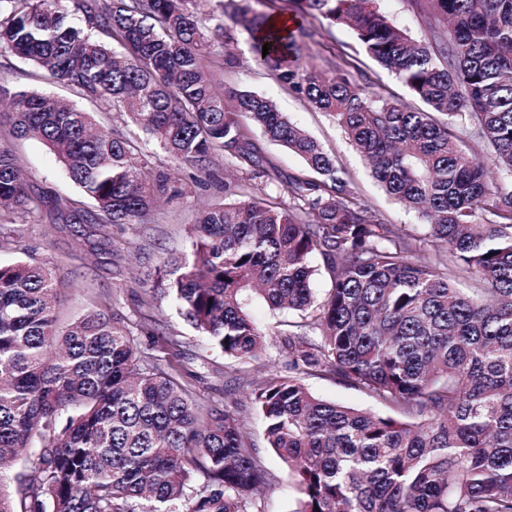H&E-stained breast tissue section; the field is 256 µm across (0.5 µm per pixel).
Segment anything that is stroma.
Here are the masks:
<instances>
[{"mask_svg":"<svg viewBox=\"0 0 512 512\" xmlns=\"http://www.w3.org/2000/svg\"><path fill=\"white\" fill-rule=\"evenodd\" d=\"M252 5L262 13L297 17L311 33L304 48L307 62L367 81L385 99L416 105L408 88L373 61L349 29L328 27L321 18L301 12L298 0H252ZM376 6L413 38H429L430 19L417 10L412 0H377ZM233 37L240 58L238 65L225 63L221 43H213L207 49V70L217 87L235 86L270 97L280 112L315 138L348 172L350 187L361 202L379 211L386 223L405 224L413 231H422L415 214L388 196L373 179L336 121L270 73L250 68L248 34L237 29ZM20 91L62 98L92 112L100 125L138 141L143 138L127 115L113 109L110 103L86 99L73 88L49 79L32 63L0 52V114L6 113L8 100ZM252 137L262 166L276 170L269 193L287 200L290 182L311 178V171L298 156L269 142L260 131H253ZM0 144L20 156L30 192L79 198V189L46 146L35 140L12 138L4 124H0ZM176 172L178 193L165 196L138 224H52L0 209V231L20 239L16 250L0 252V262L32 259L59 269L67 282L61 295L65 317L97 311L120 318L143 348L176 361L183 372L193 374L199 393L220 404L231 400L243 404L248 393L243 377L255 379L266 371L289 375L284 340L288 324L295 321L296 315L290 311L274 312L263 302H255L251 315L265 332L266 342L259 360L243 363L224 358L204 343L175 313L164 290H157L152 306H142L141 283H153L164 261L184 257L189 226L203 206L223 201L229 186L241 194L258 192L255 182L219 152L212 154L203 169L186 167Z\"/></svg>","mask_w":512,"mask_h":512,"instance_id":"35a3bbf8","label":"stroma"}]
</instances>
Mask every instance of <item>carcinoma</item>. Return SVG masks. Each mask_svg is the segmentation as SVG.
Instances as JSON below:
<instances>
[{"label": "carcinoma", "instance_id": "cac0c4a2", "mask_svg": "<svg viewBox=\"0 0 512 512\" xmlns=\"http://www.w3.org/2000/svg\"><path fill=\"white\" fill-rule=\"evenodd\" d=\"M84 24L66 21V2ZM198 0H0V51L124 112L173 169L142 177L152 155L94 115L45 94L14 95L12 134L45 145L84 202L32 195L0 145V203L54 224H137L177 170L217 150L274 180L240 117L318 175L290 183L292 203L232 199L190 227V258L167 292L211 348L260 357L261 300L300 313L288 363L250 393L269 447L299 492L297 512H512V0H414L440 22L411 38L373 0H303L347 27L425 108L303 59L304 30L287 35L250 0L201 15ZM229 18L228 26L224 18ZM250 34L255 63L335 118L385 192L425 232L388 224L358 202L344 169L268 97L214 92L209 43ZM125 55H112V42ZM269 44L267 55L262 47ZM470 139L501 173L463 148ZM431 250L442 266L422 253ZM322 261L332 278L311 287ZM465 275L476 294L455 286ZM61 274L0 263V512H249L283 476L252 444L236 401L201 397L171 362L141 349L117 318H61ZM334 377L391 410L382 416L314 395L305 377Z\"/></svg>", "mask_w": 512, "mask_h": 512}]
</instances>
